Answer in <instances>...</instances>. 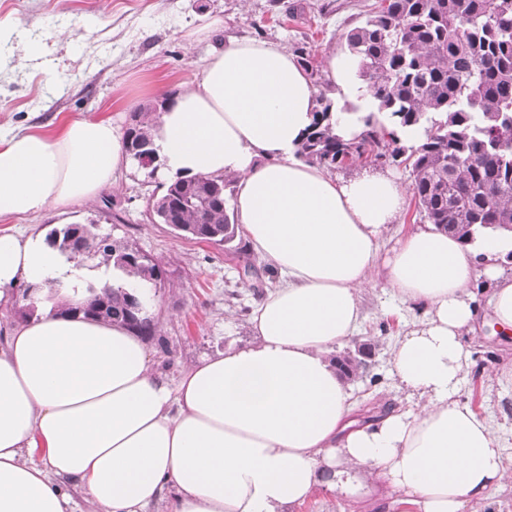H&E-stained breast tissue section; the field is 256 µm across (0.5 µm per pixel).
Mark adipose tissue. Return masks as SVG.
I'll return each mask as SVG.
<instances>
[{
    "instance_id": "adipose-tissue-1",
    "label": "adipose tissue",
    "mask_w": 512,
    "mask_h": 512,
    "mask_svg": "<svg viewBox=\"0 0 512 512\" xmlns=\"http://www.w3.org/2000/svg\"><path fill=\"white\" fill-rule=\"evenodd\" d=\"M325 65L338 130L358 134L369 101L353 63ZM317 96L288 47L249 37L214 50L154 115L160 176H235L236 222L282 283L257 304L252 343L173 380L125 326L40 303L0 340V512H75L67 480L90 512H147L167 486L171 512H295L316 490L364 488L404 512H469L512 480L491 421L460 398L474 280L495 281L489 312L512 330V277L495 263L512 232L464 244L420 227L383 249L408 192L388 172L342 179L297 158ZM133 167L105 114L0 134V221L93 199ZM50 280L79 299L77 270L41 235L0 234V295ZM379 283L414 314L390 358L410 404L364 422L331 355Z\"/></svg>"
}]
</instances>
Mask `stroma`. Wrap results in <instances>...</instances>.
I'll return each instance as SVG.
<instances>
[{
	"instance_id": "obj_1",
	"label": "stroma",
	"mask_w": 512,
	"mask_h": 512,
	"mask_svg": "<svg viewBox=\"0 0 512 512\" xmlns=\"http://www.w3.org/2000/svg\"><path fill=\"white\" fill-rule=\"evenodd\" d=\"M368 0H0V19L37 34L42 49L25 42L5 50L0 64V130L50 129L60 119L111 115L128 128L133 112L174 98L198 74L212 49H185L184 36L210 16L227 21L225 36L249 35L305 47L317 64L346 49V33L361 21ZM157 181L143 171L121 176L112 189L23 221H1L0 231L47 233L60 224L96 220L101 234L127 243L159 270L151 290L152 331L144 342L159 374L173 379L187 364L254 340L249 318L278 283L272 274L245 275L254 257L243 236L217 245L182 237L151 223L148 201ZM491 282L472 291L482 311L469 338L470 367L462 399L489 416L512 455V338L501 339L485 306ZM364 320L357 342L370 344L362 378L352 386L358 405L403 407L406 395L389 375L393 344L408 328L406 306L383 286L362 295Z\"/></svg>"
}]
</instances>
